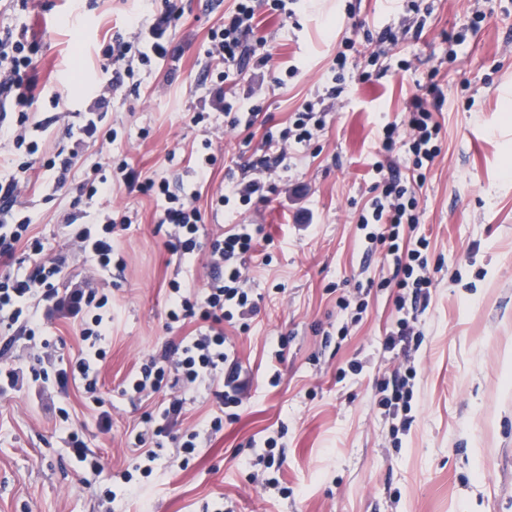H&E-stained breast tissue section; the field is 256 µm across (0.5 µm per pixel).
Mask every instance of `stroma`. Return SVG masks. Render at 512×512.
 Segmentation results:
<instances>
[{"instance_id":"stroma-1","label":"stroma","mask_w":512,"mask_h":512,"mask_svg":"<svg viewBox=\"0 0 512 512\" xmlns=\"http://www.w3.org/2000/svg\"><path fill=\"white\" fill-rule=\"evenodd\" d=\"M172 2L167 35L177 59L133 62L100 124L111 143L78 147L66 130L112 76L106 47L133 40L130 19L150 26L151 11L145 0H0V29L27 28L36 44L35 139L78 151L65 187L42 165L31 170L18 205L33 233L68 251L77 178L108 161L112 194L89 212L132 219L116 237L123 269L99 280L112 301L98 373L105 405L70 389L63 424L52 394L36 399L24 386L0 399V512H107L97 494L134 458L130 432L153 407L121 391L174 336L170 281L201 289L210 279L206 255L185 263L170 255L159 203L124 185L123 160L142 177L197 192L205 237L259 224L266 239L250 262L258 300L250 328H224L250 384L238 419L187 468L159 460L139 493L108 512H203L219 502L227 512H512V0H423L417 14L405 0H285L281 12L259 0L246 37L255 56L222 81L211 71L210 32L238 0ZM385 28L403 41L369 61L365 34ZM342 50L348 88L324 97ZM432 80L446 98L435 115L441 151L417 190L432 286L418 316L423 341L409 353L414 422L396 438L375 390L401 363L382 348L397 318L395 265L384 246L367 244L358 217L374 195L383 126L406 127L408 100ZM248 96L259 107L253 124L228 127L226 106ZM316 99L327 112L323 129L310 146L289 149L262 201L213 208L227 172L248 159L244 141L260 143ZM201 111L208 120L194 124ZM206 147L216 162L203 175L195 157ZM367 282V309L349 321L337 300ZM103 408L107 431L97 426ZM71 425L83 429L99 469L73 463L64 443ZM269 436L285 449L276 487L253 480L252 444Z\"/></svg>"}]
</instances>
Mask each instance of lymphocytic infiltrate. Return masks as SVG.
I'll return each instance as SVG.
<instances>
[{
	"instance_id": "1",
	"label": "lymphocytic infiltrate",
	"mask_w": 512,
	"mask_h": 512,
	"mask_svg": "<svg viewBox=\"0 0 512 512\" xmlns=\"http://www.w3.org/2000/svg\"><path fill=\"white\" fill-rule=\"evenodd\" d=\"M254 15L251 0H239L235 10L225 15L222 27L212 31L216 71L247 63L249 55L242 49V37ZM169 21V12L157 14L143 50L133 51L131 44L121 39L108 48L106 58L114 65L112 81L98 96L96 111L84 113L77 144L98 141L102 111L111 105L113 91L123 84L119 62L132 52L145 64L168 55L164 35ZM36 63L27 29L0 32V100L13 99L19 108L12 116L0 113V137L8 138L13 146L5 163L7 174L0 179V331L9 337H28L49 351L53 348L46 336L49 325L60 319L76 323L83 344L79 356L62 362L54 376L33 373L32 381L38 391L51 384L63 392L69 386H76L96 403L100 400L98 365L107 355L102 342L112 333V320L104 315L109 298L99 292L93 277L68 288L61 287L67 257L50 253L39 237L31 235L30 217L14 209L21 190L29 185L26 178L31 167L29 158L39 151L37 141L27 138L25 111L35 98ZM444 104L442 90L437 84H428L425 95L413 96L410 101L408 133H400L392 124L383 127L379 153L389 162L387 173L376 181V195L358 219L361 227L368 230V240L385 244L396 266L398 316L382 342L388 352L407 351L411 344L421 342L423 336L415 319L407 317L404 309L408 306L424 309L429 305L431 278L426 255L429 242L423 235L405 237L404 230L416 228L419 223L416 188L423 185L425 172L440 151V126L433 115L442 111ZM323 125V112L317 111L313 103L304 104L287 127L267 134L253 151L244 166L243 179L225 183L218 197L219 205L233 200L243 207L250 205L253 197L262 191L268 175L285 160L288 148L309 145L315 130ZM396 155L410 159L411 177L401 176L392 165ZM142 182L144 190L152 192L161 202L159 222L169 228L167 247L172 256L181 261L196 256L205 244L200 241L201 212L195 205V194L172 191L165 180ZM67 223L72 227L76 257L89 263L95 274L111 273L114 233L117 226H130V219H123L118 225L109 221L80 224L71 217ZM259 233V228L252 225L237 224L205 245L209 248L211 267V279L205 288L195 290L171 282L167 329L181 326L189 319L195 320L197 326L190 334L168 341L160 354L149 356L127 383L125 390L133 399L146 402L159 394L163 400L148 413L145 428L135 436L138 454L132 468L122 473L121 490L106 489L104 503L114 502L120 494H136L139 487L133 482L134 473L152 475L158 447L163 439L171 438L173 427L183 418L185 391L199 386L206 388L215 397L217 408L205 430H191L176 442L173 456L180 466H188L191 458L199 454L203 435L219 433L225 422L237 419L248 390L239 382L242 366L228 347L224 326L246 320L257 311L246 261L256 250ZM20 248L29 255L30 268L21 274L8 272L7 267ZM415 376V368L409 366L377 386L380 406L399 414L400 428L404 431L413 422L411 382Z\"/></svg>"
}]
</instances>
